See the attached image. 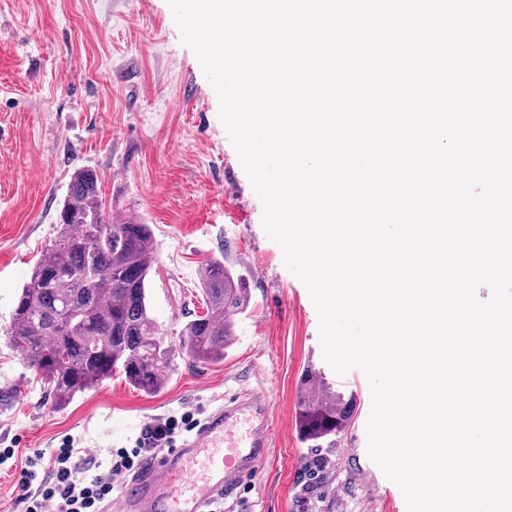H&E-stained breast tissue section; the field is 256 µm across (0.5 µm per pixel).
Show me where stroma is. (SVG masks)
Masks as SVG:
<instances>
[{
  "label": "stroma",
  "instance_id": "stroma-1",
  "mask_svg": "<svg viewBox=\"0 0 512 512\" xmlns=\"http://www.w3.org/2000/svg\"><path fill=\"white\" fill-rule=\"evenodd\" d=\"M86 168L114 217L153 230L150 306L168 341L179 343L190 316L204 312L199 270L210 259L246 274L251 305L223 361L183 354L155 394L116 374L58 409L6 331L19 288L56 235L71 176ZM263 215L168 0H0V448L16 451L0 465V512L19 508L27 455L50 453L65 436L103 457L158 419L204 415L257 387L271 397L270 456L224 512H407L367 453V377L325 362L316 308ZM310 373L356 399L351 423L315 442L302 438L295 412ZM318 453L326 466L307 494L302 472Z\"/></svg>",
  "mask_w": 512,
  "mask_h": 512
}]
</instances>
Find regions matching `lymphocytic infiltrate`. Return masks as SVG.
Returning a JSON list of instances; mask_svg holds the SVG:
<instances>
[{
    "label": "lymphocytic infiltrate",
    "instance_id": "f902f5d3",
    "mask_svg": "<svg viewBox=\"0 0 512 512\" xmlns=\"http://www.w3.org/2000/svg\"><path fill=\"white\" fill-rule=\"evenodd\" d=\"M197 425L191 411L160 419L141 430L133 447L111 449L104 461L68 438L50 454L27 457L20 479L24 512H101L112 500L116 478L137 473Z\"/></svg>",
    "mask_w": 512,
    "mask_h": 512
}]
</instances>
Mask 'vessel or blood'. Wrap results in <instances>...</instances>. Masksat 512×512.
Segmentation results:
<instances>
[{"mask_svg": "<svg viewBox=\"0 0 512 512\" xmlns=\"http://www.w3.org/2000/svg\"><path fill=\"white\" fill-rule=\"evenodd\" d=\"M269 395L249 389L208 413L193 438L149 459L119 489L118 512H206L237 497L270 454Z\"/></svg>", "mask_w": 512, "mask_h": 512, "instance_id": "vessel-or-blood-1", "label": "vessel or blood"}]
</instances>
